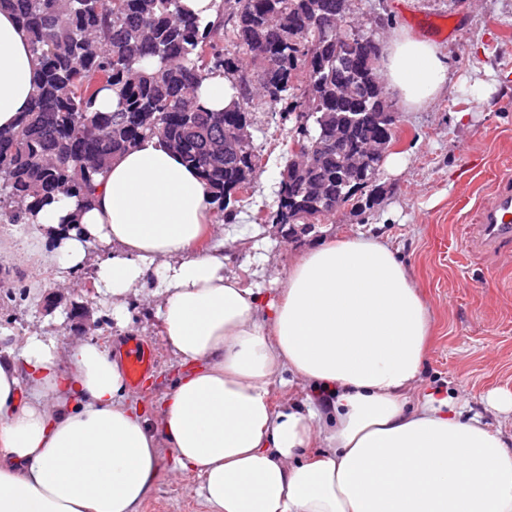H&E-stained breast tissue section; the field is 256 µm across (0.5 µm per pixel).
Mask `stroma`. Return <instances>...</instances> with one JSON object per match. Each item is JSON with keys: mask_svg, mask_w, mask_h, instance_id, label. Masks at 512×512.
I'll return each instance as SVG.
<instances>
[{"mask_svg": "<svg viewBox=\"0 0 512 512\" xmlns=\"http://www.w3.org/2000/svg\"><path fill=\"white\" fill-rule=\"evenodd\" d=\"M356 20L383 43L397 33L430 38L448 64L445 86L416 110L395 102L390 154L402 167L380 169L371 204L343 206L328 223L295 237L256 221L276 208L293 127L283 116L290 102L256 110L251 141L263 167L241 202L215 203L209 214L214 220L223 210L234 213L224 227L225 270L261 287L267 300L305 249L332 238L381 237L408 268L432 318L427 360L410 397L446 390L511 438L512 412L498 410L493 399L512 393V248L474 247L468 226L495 182L512 173V0H360ZM484 87L490 94L482 101ZM92 278L89 265L45 267L33 226L0 224V336L20 343L37 333L62 351L82 341L122 348L139 338L149 344L154 366L152 386L138 394L144 404L156 403L175 367L155 308L143 296L129 297V326L120 328L111 305L85 291ZM198 483L162 459L142 512H207Z\"/></svg>", "mask_w": 512, "mask_h": 512, "instance_id": "obj_1", "label": "stroma"}]
</instances>
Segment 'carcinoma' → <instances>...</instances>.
<instances>
[{
	"label": "carcinoma",
	"mask_w": 512,
	"mask_h": 512,
	"mask_svg": "<svg viewBox=\"0 0 512 512\" xmlns=\"http://www.w3.org/2000/svg\"><path fill=\"white\" fill-rule=\"evenodd\" d=\"M344 0H220L216 22L201 27L182 0H0L27 27L40 61L37 93L17 126L0 131V221L25 222L57 193L81 197L91 174L148 135L168 141L216 196L251 188L261 163L252 147L238 154L224 131L251 123L254 98L291 99L294 124L281 173L277 209L284 223L324 224L335 211L303 189L294 146L330 144L312 176L328 191L347 177L341 154L371 140L395 142L394 111L373 57L374 35L341 16ZM243 49L251 68L226 50ZM304 80L296 81L298 73ZM228 75L239 99L209 111L195 97L202 79ZM104 89L117 108L99 112ZM353 116L341 147L336 123Z\"/></svg>",
	"instance_id": "obj_1"
}]
</instances>
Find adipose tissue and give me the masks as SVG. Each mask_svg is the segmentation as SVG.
Segmentation results:
<instances>
[{
	"mask_svg": "<svg viewBox=\"0 0 512 512\" xmlns=\"http://www.w3.org/2000/svg\"><path fill=\"white\" fill-rule=\"evenodd\" d=\"M38 68L0 8V129L27 110ZM381 73L421 107L448 65L432 40L397 34ZM212 197L153 135L94 175L88 202L39 209L43 262L78 270L110 247L99 292L118 316L131 293L153 300L181 371L151 421L111 348L84 342L66 363L38 335L0 348V512H140L165 451L200 477L209 512H512V441L443 393L406 402L431 320L391 246L320 243L265 303L226 274ZM286 373L310 388L301 404L272 401Z\"/></svg>",
	"mask_w": 512,
	"mask_h": 512,
	"instance_id": "ef3b65f1",
	"label": "adipose tissue"
}]
</instances>
